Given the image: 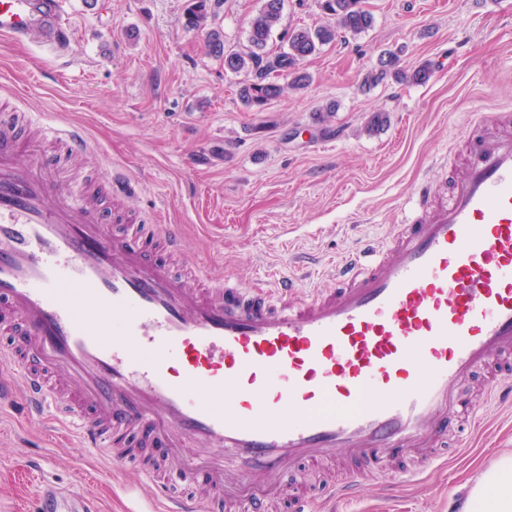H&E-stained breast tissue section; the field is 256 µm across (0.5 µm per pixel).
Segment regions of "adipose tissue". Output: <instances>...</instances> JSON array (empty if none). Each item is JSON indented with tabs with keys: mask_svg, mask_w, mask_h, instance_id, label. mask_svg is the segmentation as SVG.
<instances>
[{
	"mask_svg": "<svg viewBox=\"0 0 512 512\" xmlns=\"http://www.w3.org/2000/svg\"><path fill=\"white\" fill-rule=\"evenodd\" d=\"M460 512H512V455L500 456L480 472Z\"/></svg>",
	"mask_w": 512,
	"mask_h": 512,
	"instance_id": "ef3b65f1",
	"label": "adipose tissue"
}]
</instances>
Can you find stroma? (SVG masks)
<instances>
[{
    "mask_svg": "<svg viewBox=\"0 0 512 512\" xmlns=\"http://www.w3.org/2000/svg\"><path fill=\"white\" fill-rule=\"evenodd\" d=\"M187 4L73 0L75 40L63 57L35 35L0 39V103L35 127H81L88 145L69 167L101 191L105 216L114 203L103 190L120 170L137 188L126 203L137 223L179 226L176 273L190 269L215 284L230 276L247 288L295 277L302 297L333 287L337 260L357 243L385 247L420 180L449 197L474 106L512 113V0H364L373 26L321 47L302 64L309 86L287 89L260 112L238 95L251 73L225 71L207 30L184 27ZM261 5L221 0L215 25L226 48L245 44ZM326 21L318 0H285L269 46L280 47L284 31ZM457 43L461 52L443 58ZM389 51L408 72L431 64L429 80L366 85ZM378 111L386 124L366 132ZM462 392L480 421L449 434L441 466L420 469L390 501L379 478H365L346 512H458L478 472L512 454V407L488 398L480 373ZM38 456L42 467L30 473ZM349 475L344 459L298 464L278 484L299 495ZM133 477L53 417L31 418L23 387L0 411V512H36L43 480L86 489L100 512H124L130 501L116 488Z\"/></svg>",
    "mask_w": 512,
    "mask_h": 512,
    "instance_id": "stroma-1",
    "label": "stroma"
}]
</instances>
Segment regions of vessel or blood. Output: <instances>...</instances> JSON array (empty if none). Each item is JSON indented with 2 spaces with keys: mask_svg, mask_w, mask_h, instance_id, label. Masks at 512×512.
I'll return each mask as SVG.
<instances>
[{
  "mask_svg": "<svg viewBox=\"0 0 512 512\" xmlns=\"http://www.w3.org/2000/svg\"><path fill=\"white\" fill-rule=\"evenodd\" d=\"M72 0H0V37L37 31L68 50ZM47 139L81 152L80 128ZM465 171L444 203L421 183L382 250L359 244L337 285L296 299L148 260L141 237L109 242L100 212L58 193L40 145L0 147V405L22 381L31 416L71 420L79 444L116 462L130 435L164 442L176 468L146 464L124 485L166 512H215L224 462L253 495L289 464L355 452L374 476L393 461L423 465L448 440L454 414L474 416L460 386L493 365L490 386L512 405V114L477 110ZM198 495L171 496L174 487ZM36 512H93L80 489L42 483Z\"/></svg>",
  "mask_w": 512,
  "mask_h": 512,
  "instance_id": "vessel-or-blood-1",
  "label": "vessel or blood"
}]
</instances>
